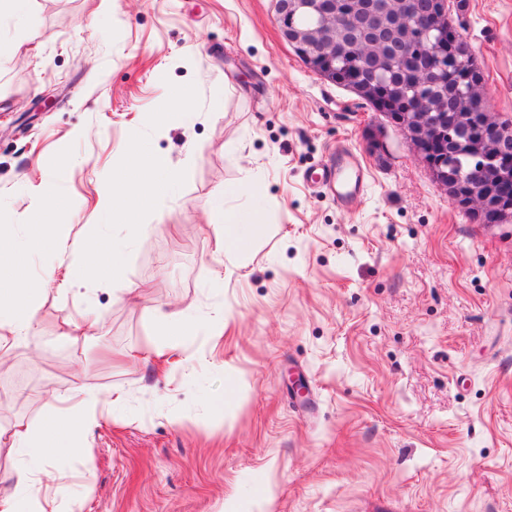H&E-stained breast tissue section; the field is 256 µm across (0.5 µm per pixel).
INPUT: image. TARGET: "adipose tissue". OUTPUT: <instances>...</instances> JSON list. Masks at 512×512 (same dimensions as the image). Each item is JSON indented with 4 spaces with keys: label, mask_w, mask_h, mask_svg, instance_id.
I'll list each match as a JSON object with an SVG mask.
<instances>
[{
    "label": "adipose tissue",
    "mask_w": 512,
    "mask_h": 512,
    "mask_svg": "<svg viewBox=\"0 0 512 512\" xmlns=\"http://www.w3.org/2000/svg\"><path fill=\"white\" fill-rule=\"evenodd\" d=\"M130 153L135 161L133 168L114 177V191L100 202V214L109 223H132L141 205L168 193L170 161L167 156L154 153L145 157L135 147ZM40 289V281L26 275L17 264L12 266L8 277L0 280L1 360L23 352L34 326L35 300ZM70 398L73 408L51 418L47 431L23 424L0 429V447L19 450L29 460L28 466L17 471L13 490L0 493V512H55L40 474L51 465L57 451L74 456L83 453L84 441L96 421L99 404L96 396L79 385L73 386Z\"/></svg>",
    "instance_id": "ef3b65f1"
}]
</instances>
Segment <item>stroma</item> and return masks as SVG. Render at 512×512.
I'll return each mask as SVG.
<instances>
[{"instance_id": "stroma-1", "label": "stroma", "mask_w": 512, "mask_h": 512, "mask_svg": "<svg viewBox=\"0 0 512 512\" xmlns=\"http://www.w3.org/2000/svg\"><path fill=\"white\" fill-rule=\"evenodd\" d=\"M447 13L512 123V0ZM0 42V225L24 243L45 179L58 201L53 248L22 254L45 285L0 428L44 426L77 384L106 401L52 467L58 512H512V223L454 207L400 127L297 56L274 0H29ZM136 136L175 185L133 236L96 207ZM339 150L367 175L346 207L308 179ZM219 199L261 214L241 248L216 247ZM104 236L128 244L119 281L67 279ZM160 310L214 327L171 351Z\"/></svg>"}]
</instances>
